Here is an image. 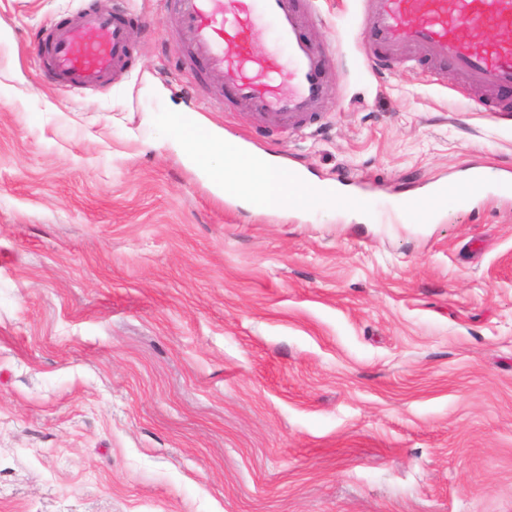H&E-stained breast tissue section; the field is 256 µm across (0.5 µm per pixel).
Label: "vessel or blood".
Returning a JSON list of instances; mask_svg holds the SVG:
<instances>
[{
  "mask_svg": "<svg viewBox=\"0 0 512 512\" xmlns=\"http://www.w3.org/2000/svg\"><path fill=\"white\" fill-rule=\"evenodd\" d=\"M363 53L386 70L409 42L429 61L454 68L467 89H512V42L492 46L477 32L512 28V0H360ZM190 49L184 70L202 64L230 91L233 106L254 123L293 131L308 128L328 100L323 54L301 33L309 18L297 0H165ZM266 27L275 50L255 55L253 33ZM137 25L123 15L85 9L50 28L45 77L66 91L100 89L125 70ZM336 198L335 185L304 192L301 207L315 211ZM460 199L456 183L435 182L415 198L416 209L441 212Z\"/></svg>",
  "mask_w": 512,
  "mask_h": 512,
  "instance_id": "obj_1",
  "label": "vessel or blood"
}]
</instances>
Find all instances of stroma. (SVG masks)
<instances>
[{"instance_id": "obj_1", "label": "stroma", "mask_w": 512, "mask_h": 512, "mask_svg": "<svg viewBox=\"0 0 512 512\" xmlns=\"http://www.w3.org/2000/svg\"><path fill=\"white\" fill-rule=\"evenodd\" d=\"M88 4L151 21L126 78L44 84L43 31ZM300 6L330 109L297 134L177 69L163 0H0V512H512V196L389 212L512 171V91L476 110L411 47L375 74L358 0ZM174 110L341 202L226 198ZM459 199L460 194L456 183L441 180L436 181L426 195L415 198L413 204L416 210L441 212L454 207ZM416 210H407L404 213L411 218L417 214ZM335 198L336 186L333 184L319 187L316 192H310L308 189H305L300 207L306 211H315L332 203L335 201Z\"/></svg>"}]
</instances>
